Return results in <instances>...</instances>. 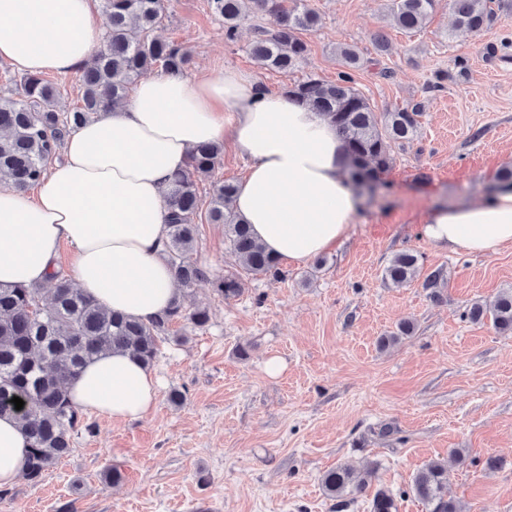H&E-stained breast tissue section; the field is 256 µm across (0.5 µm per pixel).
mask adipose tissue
<instances>
[{
	"mask_svg": "<svg viewBox=\"0 0 512 512\" xmlns=\"http://www.w3.org/2000/svg\"><path fill=\"white\" fill-rule=\"evenodd\" d=\"M105 40L94 0H0V59L23 73L65 74ZM220 143L248 162L233 207L257 241L288 262L346 238L361 197L346 144L328 117L235 71L155 76L131 101L80 125L34 193L0 187V284L38 287L69 248L78 288L113 312L147 322L176 288L166 259L167 193L191 151ZM423 236L454 252L512 244V184L428 214ZM75 406L115 421L147 416L153 372L126 351L88 361L70 380ZM29 437L0 417V489L15 485Z\"/></svg>",
	"mask_w": 512,
	"mask_h": 512,
	"instance_id": "obj_1",
	"label": "adipose tissue"
}]
</instances>
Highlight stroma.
Segmentation results:
<instances>
[{
    "label": "stroma",
    "mask_w": 512,
    "mask_h": 512,
    "mask_svg": "<svg viewBox=\"0 0 512 512\" xmlns=\"http://www.w3.org/2000/svg\"><path fill=\"white\" fill-rule=\"evenodd\" d=\"M309 4L321 24L289 73L257 66L251 24L227 42L208 0H164L158 34L188 49L187 76L235 70L274 92L309 74L336 80L337 47L355 46L364 64L354 85L375 111L424 103L417 139L395 147L383 189L343 241L282 264L278 278L246 277L233 300L205 283L188 291L186 306L207 307L210 321L160 341L153 411L135 421L89 415L92 433L75 436L39 485L15 484L0 512H369L365 495L337 510L321 485L337 465L368 462L375 487L402 491L398 512H429L411 485L432 460L447 462L448 495L465 512H512V334L467 317L512 288V246L460 254L421 233L432 209L480 199L512 166V10L479 34L453 36L448 0L413 33L392 25L387 0ZM380 32L390 43L382 55ZM403 251L418 255L419 271L397 288L383 274ZM192 259L214 277L239 269L220 224L201 223ZM433 274L437 299L424 286ZM404 321L413 333L380 347ZM174 389L184 396L177 406ZM113 467L120 483L104 484Z\"/></svg>",
    "instance_id": "35a3bbf8"
}]
</instances>
